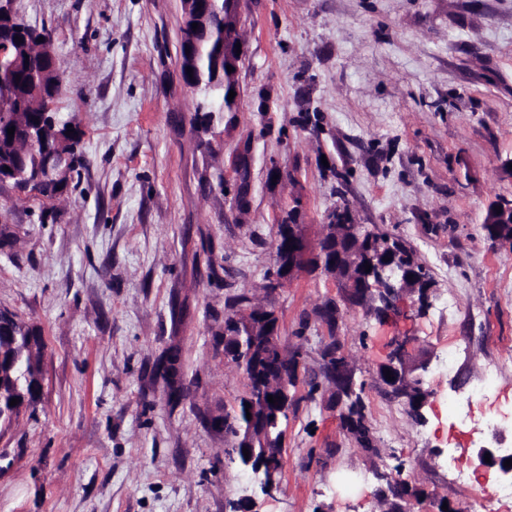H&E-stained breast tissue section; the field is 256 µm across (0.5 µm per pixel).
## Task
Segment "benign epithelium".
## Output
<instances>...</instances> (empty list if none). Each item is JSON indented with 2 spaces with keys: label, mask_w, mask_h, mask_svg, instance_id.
<instances>
[{
  "label": "benign epithelium",
  "mask_w": 512,
  "mask_h": 512,
  "mask_svg": "<svg viewBox=\"0 0 512 512\" xmlns=\"http://www.w3.org/2000/svg\"><path fill=\"white\" fill-rule=\"evenodd\" d=\"M183 5V33L181 40V57L189 58L197 55L207 37V17L210 12L211 0H181ZM239 0H224V65L238 67L240 56L236 53L235 44L243 43L237 37L240 18L238 13ZM198 24L192 29V24ZM46 163L40 177L55 181H66L72 166V154L65 148L61 135L54 137V143L45 152ZM501 207L496 211L495 207ZM483 223L488 225L489 236L502 246L512 247V200L498 199L491 202L486 210ZM278 233L286 239V250L275 255L277 274L271 277L268 288L273 290L292 282L306 268L315 266L326 275L341 280L348 288L350 302L367 312H373L375 299L383 298L384 313L395 310V302L404 293L423 292V298H428L430 285L420 273L405 267H398L392 261H378L371 251L363 248L366 239L372 232L360 224H347L336 218H331L326 224L319 225L317 238L312 240L308 235V225L299 218L282 225ZM371 265V271H365V265ZM251 336H259L262 346L272 355L269 362L270 376L277 379L298 380L299 360L289 359L282 353V342L278 324H270L264 320L257 322L246 313L237 316ZM396 349L390 361L380 371V380L390 388V392L404 397L414 413L428 403L430 393L421 389L414 397L407 396L406 385L422 383V378L415 374L406 360L404 340L395 339ZM391 371L393 379H386V371ZM331 374L339 385L353 381L352 370L346 359L336 356V362L331 367ZM252 420L249 437L253 443H261V447L270 449L272 463L269 472L255 469L253 473L261 477V487L269 493L277 488L274 479L275 462H283L279 448L283 441L271 436L268 423L272 419L288 417V406H279L268 402L267 390L259 386L251 398ZM490 454V461H485V454ZM512 459L511 453H503L501 448H482L477 454L478 466L481 468H498L501 475L512 477V466H504V462Z\"/></svg>",
  "instance_id": "obj_1"
}]
</instances>
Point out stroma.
Masks as SVG:
<instances>
[{
    "label": "stroma",
    "mask_w": 512,
    "mask_h": 512,
    "mask_svg": "<svg viewBox=\"0 0 512 512\" xmlns=\"http://www.w3.org/2000/svg\"><path fill=\"white\" fill-rule=\"evenodd\" d=\"M15 7L52 32L82 164L51 199L0 184V309L46 345L37 404L0 436V512H233L244 497L254 512H378L401 475L415 512H512L454 481L481 436L448 410L489 376L473 420L512 410V249L482 228L512 199V0H240L237 102L204 124L181 0ZM292 209L312 235L339 212L399 238L431 277L427 303L368 316L316 269L262 291ZM244 293L300 361L269 494L229 462L222 425L247 389L224 355ZM332 302L333 327L318 316ZM398 336L431 393L418 417L378 379ZM334 340L373 450L313 389ZM173 353L175 392L160 370Z\"/></svg>",
    "instance_id": "1"
}]
</instances>
